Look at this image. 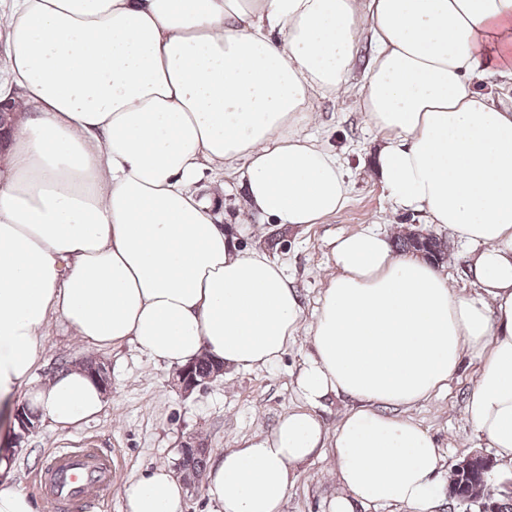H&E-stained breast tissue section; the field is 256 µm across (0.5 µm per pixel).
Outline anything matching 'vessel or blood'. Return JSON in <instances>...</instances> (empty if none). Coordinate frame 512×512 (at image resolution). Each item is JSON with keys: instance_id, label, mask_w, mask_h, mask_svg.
I'll return each instance as SVG.
<instances>
[{"instance_id": "obj_1", "label": "vessel or blood", "mask_w": 512, "mask_h": 512, "mask_svg": "<svg viewBox=\"0 0 512 512\" xmlns=\"http://www.w3.org/2000/svg\"><path fill=\"white\" fill-rule=\"evenodd\" d=\"M43 489L50 512H88L112 485L110 460L98 448H62L43 465Z\"/></svg>"}]
</instances>
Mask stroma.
Listing matches in <instances>:
<instances>
[{
	"label": "stroma",
	"mask_w": 512,
	"mask_h": 512,
	"mask_svg": "<svg viewBox=\"0 0 512 512\" xmlns=\"http://www.w3.org/2000/svg\"><path fill=\"white\" fill-rule=\"evenodd\" d=\"M372 51L368 37H361L347 92L316 95V114L303 128L305 134L341 158L350 182L349 198L341 210L322 223L288 231L287 247L276 250L268 243L269 236L277 231L276 225L247 216L239 176H224L225 223H232L237 216L247 217L251 230L244 235L243 244L257 246L287 267L308 324L315 319L333 266L335 239L368 226L385 234L410 228L449 239L451 255L440 270L457 288L468 292L473 289L466 271L474 246L450 239L446 226L429 223L423 213L399 208L372 171L371 160L380 140L360 108L366 62ZM312 352L307 336L299 335L278 364L250 371H225L204 388L185 396L174 384L173 369L154 364L133 343L95 351L80 344L65 322L56 318L42 343L35 379H44L86 358H96L106 364L112 382L106 404L98 415L68 430L43 423L35 433L20 440L15 437L13 420L0 418V455L9 457L11 483L31 496L37 512H49L41 487V466L48 456L60 448L104 449L112 460V488L98 499L93 512H124L122 484L155 466L174 465L180 442L187 434L203 438L214 455L274 427L283 416L302 408L296 378ZM476 371L475 364L464 363L446 389L405 412L436 440L446 472L458 460L485 447L473 436L464 414ZM338 491L329 456L311 458L300 465L282 512H328Z\"/></svg>",
	"instance_id": "obj_1"
}]
</instances>
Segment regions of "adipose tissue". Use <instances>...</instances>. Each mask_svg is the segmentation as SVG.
I'll return each instance as SVG.
<instances>
[{
	"label": "adipose tissue",
	"mask_w": 512,
	"mask_h": 512,
	"mask_svg": "<svg viewBox=\"0 0 512 512\" xmlns=\"http://www.w3.org/2000/svg\"><path fill=\"white\" fill-rule=\"evenodd\" d=\"M365 33L360 105L382 188L476 246L479 291L373 229L338 238L304 408L212 457L205 495L214 512H281L298 464L327 449L330 512H431L441 452L396 410L465 357L467 422L512 471V110L473 88L512 79V0H10L0 37L20 114L0 158V412L21 387L57 429L101 411L83 369L33 378L57 316L86 346L130 341L170 368L282 359L303 319L288 273L230 234L204 187L240 171L249 208L288 229L339 211L338 156L299 126L315 94L344 88ZM342 396L356 405L327 433L315 410ZM121 494L125 512H185L165 466Z\"/></svg>",
	"instance_id": "ef3b65f1"
}]
</instances>
